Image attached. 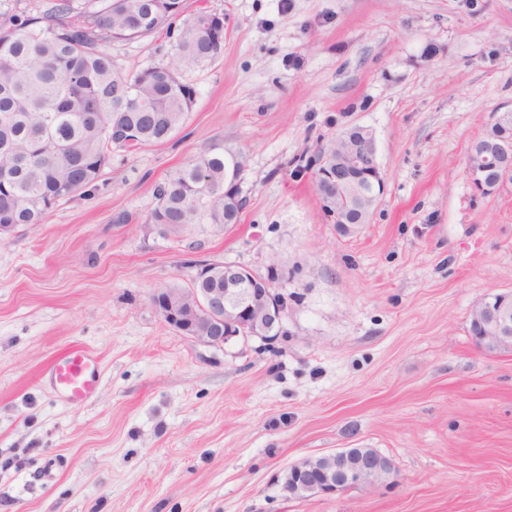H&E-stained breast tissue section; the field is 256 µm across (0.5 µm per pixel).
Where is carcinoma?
Instances as JSON below:
<instances>
[{
	"label": "carcinoma",
	"mask_w": 512,
	"mask_h": 512,
	"mask_svg": "<svg viewBox=\"0 0 512 512\" xmlns=\"http://www.w3.org/2000/svg\"><path fill=\"white\" fill-rule=\"evenodd\" d=\"M182 13L181 0H41L0 23V224H43L57 203L94 186L112 159V125L133 127L127 152L165 142L184 123L194 91L179 67L202 64L224 36L200 10L183 19L175 65L129 76L107 46L146 37ZM239 165L214 143L155 189L147 223L236 224L224 188Z\"/></svg>",
	"instance_id": "carcinoma-1"
}]
</instances>
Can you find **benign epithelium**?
Listing matches in <instances>:
<instances>
[{"instance_id":"1","label":"benign epithelium","mask_w":512,"mask_h":512,"mask_svg":"<svg viewBox=\"0 0 512 512\" xmlns=\"http://www.w3.org/2000/svg\"><path fill=\"white\" fill-rule=\"evenodd\" d=\"M499 133L485 135L469 147L467 175L474 193L492 197L512 185V112L495 114ZM134 130L112 127V141L125 146L136 142ZM346 144L336 159L322 157L312 175L320 210H336L339 231L349 234L363 219L349 218L350 198L346 190L369 183L373 199L386 191V181L377 160L372 133L353 127L339 135ZM222 271V288H160L153 304L163 320L198 342L223 347L236 341L258 338L267 345L278 341L288 312L286 299L274 288L280 269L275 264L260 273L232 263H215ZM474 346L486 354L512 352V290L489 293L476 302L470 314ZM392 468L380 455H358L353 449L309 457L288 467L290 486L281 489L289 497L334 494L352 486H371L375 474Z\"/></svg>"}]
</instances>
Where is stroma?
Instances as JSON below:
<instances>
[{
    "instance_id": "obj_1",
    "label": "stroma",
    "mask_w": 512,
    "mask_h": 512,
    "mask_svg": "<svg viewBox=\"0 0 512 512\" xmlns=\"http://www.w3.org/2000/svg\"><path fill=\"white\" fill-rule=\"evenodd\" d=\"M224 18V51L164 143L113 151L95 186L0 240V512H512V352L469 336L475 303L512 290V189L475 196L471 142L512 108V0H183ZM133 75L168 63L166 31L109 46ZM369 129L387 191L339 234L309 163ZM239 155L235 224L163 236L147 215L206 146ZM128 223H115L117 213ZM279 264L275 346L212 347L152 293L193 261ZM100 383L55 391L72 345ZM371 448L370 487L287 498L300 459ZM57 392L70 404L83 405L94 395L97 373L94 357L74 347L58 355L51 365Z\"/></svg>"
}]
</instances>
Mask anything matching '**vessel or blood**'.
I'll list each match as a JSON object with an SVG mask.
<instances>
[{"mask_svg": "<svg viewBox=\"0 0 512 512\" xmlns=\"http://www.w3.org/2000/svg\"><path fill=\"white\" fill-rule=\"evenodd\" d=\"M51 371L57 392L68 403L82 405L93 397L97 386L95 359L86 350L74 347L58 355Z\"/></svg>", "mask_w": 512, "mask_h": 512, "instance_id": "1", "label": "vessel or blood"}]
</instances>
